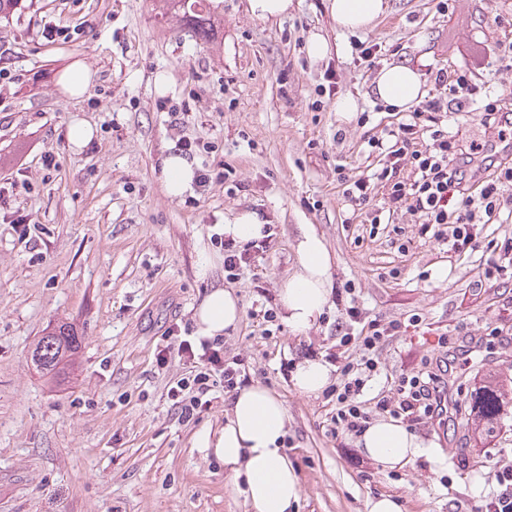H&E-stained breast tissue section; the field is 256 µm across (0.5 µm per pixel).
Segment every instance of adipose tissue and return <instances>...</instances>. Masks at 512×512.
Wrapping results in <instances>:
<instances>
[{"label":"adipose tissue","instance_id":"obj_1","mask_svg":"<svg viewBox=\"0 0 512 512\" xmlns=\"http://www.w3.org/2000/svg\"><path fill=\"white\" fill-rule=\"evenodd\" d=\"M332 20L340 28L356 31L370 26L386 9L385 0H328ZM385 105L402 111L420 101L421 82L409 67L382 69L374 84ZM299 269L279 292L289 326L309 329L323 313L330 294L332 259L315 230H303L296 245ZM241 316L232 291H209L195 313L203 337L222 335ZM288 413L283 402L260 385L242 388L234 397L228 418L215 431L200 433L196 445L223 463L233 480L243 483L252 512H290L300 498L298 473L284 448ZM360 451L383 468L402 467L423 452L417 436L405 425L379 420L369 425L358 441Z\"/></svg>","mask_w":512,"mask_h":512}]
</instances>
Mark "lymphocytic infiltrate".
<instances>
[{
    "mask_svg": "<svg viewBox=\"0 0 512 512\" xmlns=\"http://www.w3.org/2000/svg\"><path fill=\"white\" fill-rule=\"evenodd\" d=\"M431 78L433 95L413 110L395 113L379 135L368 138L374 166L353 178L339 175L338 181L346 205L364 213L367 223L392 224L399 214H410L416 223L432 229L449 252L461 257L473 249L479 225L512 222V154L496 157L487 154L484 145L464 140L457 129V108L465 101H477L478 123L485 132L512 139V99L479 100L480 88L469 67L440 68ZM273 241L270 234L244 245L225 239L226 279H236L255 266ZM346 313L359 330L345 332L339 345L357 347L359 356L340 367L342 380L330 422L336 431L357 435L369 420L364 375L376 371L374 351L395 336L400 325L370 318L356 303ZM178 353L190 364L191 373L170 387L168 396L184 421L196 418L216 382H223L229 392L242 382L241 363L225 358L219 339L180 341ZM372 406L407 422L434 418L443 423L449 413L448 388L432 372L404 375L395 384L394 396H380Z\"/></svg>",
    "mask_w": 512,
    "mask_h": 512,
    "instance_id": "1",
    "label": "lymphocytic infiltrate"
}]
</instances>
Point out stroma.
Instances as JSON below:
<instances>
[{"label": "stroma", "mask_w": 512, "mask_h": 512, "mask_svg": "<svg viewBox=\"0 0 512 512\" xmlns=\"http://www.w3.org/2000/svg\"><path fill=\"white\" fill-rule=\"evenodd\" d=\"M207 2V41L164 0H19L0 14V512H250L223 464L195 444L223 426L231 394L216 384L198 418L181 421L167 391L189 366L175 352L156 361L158 348L196 340L194 312L216 287L232 288L242 308L223 334L225 356L288 411L294 512H367L382 494L403 512H480L512 465V404L485 443L462 413L487 369L512 377V264L484 277L512 223L485 225L460 258L410 215L396 230L351 221L336 168L367 170L364 140L385 115L379 69L409 66L431 89L429 67H462L472 47L512 42V0H455L447 15L434 0H387L355 32L332 22L327 0H294L271 20L251 16L247 0ZM315 35L330 44L325 58L306 52ZM358 41L380 45L378 68L357 59ZM77 59L95 80L73 100L57 78ZM345 97L358 106L348 118L336 110ZM76 120L96 131L80 148L67 139ZM187 141L195 170L215 178L172 198L162 160ZM243 211L273 225L276 245L229 281L214 237ZM305 224L333 258L329 303L305 332L280 315L263 335L260 312L298 270ZM354 296L370 317L402 324L376 352L366 398L432 370L447 347L480 341L445 376L451 419L414 425L428 452L400 469L331 432L340 374L315 395L291 380L304 355L335 352ZM63 322L82 336L78 365L51 376L30 351ZM482 452L490 462L479 467Z\"/></svg>", "instance_id": "1"}]
</instances>
